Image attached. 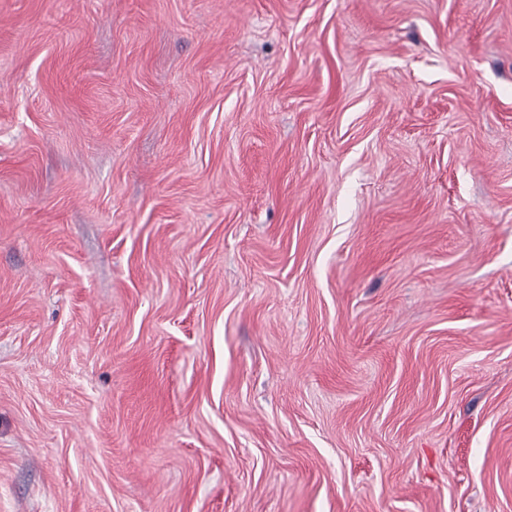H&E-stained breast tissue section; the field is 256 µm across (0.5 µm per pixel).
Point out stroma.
<instances>
[{"instance_id": "obj_1", "label": "stroma", "mask_w": 512, "mask_h": 512, "mask_svg": "<svg viewBox=\"0 0 512 512\" xmlns=\"http://www.w3.org/2000/svg\"><path fill=\"white\" fill-rule=\"evenodd\" d=\"M0 512H512V0H0Z\"/></svg>"}]
</instances>
